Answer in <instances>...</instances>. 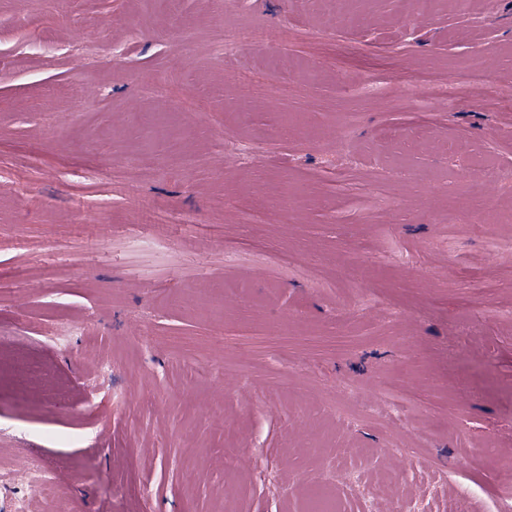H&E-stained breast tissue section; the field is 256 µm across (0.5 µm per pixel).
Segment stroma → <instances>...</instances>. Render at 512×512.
I'll return each mask as SVG.
<instances>
[{"instance_id":"stroma-1","label":"stroma","mask_w":512,"mask_h":512,"mask_svg":"<svg viewBox=\"0 0 512 512\" xmlns=\"http://www.w3.org/2000/svg\"><path fill=\"white\" fill-rule=\"evenodd\" d=\"M357 12L0 0V352L45 378L0 373V482L49 469L59 512L512 506V110L476 101L512 96V0ZM469 58L482 89L402 151L413 75ZM405 3L408 11L415 15L432 14L447 4L459 13H468L471 5L470 0H406Z\"/></svg>"}]
</instances>
